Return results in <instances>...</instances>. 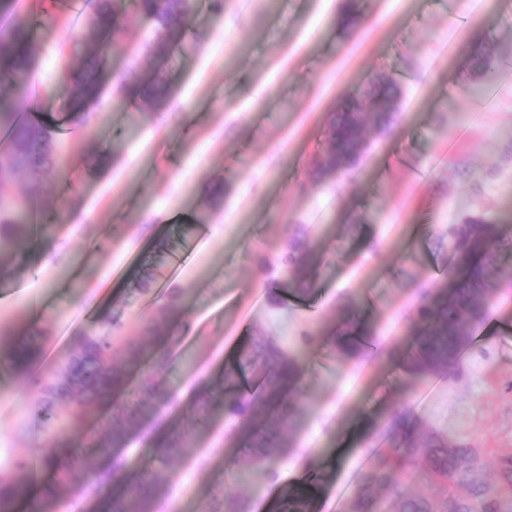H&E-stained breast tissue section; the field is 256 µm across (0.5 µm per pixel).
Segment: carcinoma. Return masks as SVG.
I'll return each instance as SVG.
<instances>
[{"mask_svg":"<svg viewBox=\"0 0 512 512\" xmlns=\"http://www.w3.org/2000/svg\"><path fill=\"white\" fill-rule=\"evenodd\" d=\"M77 9L83 14L80 30L60 47L80 58L78 65L69 63L62 69L58 81L57 89L67 101L62 123L21 121L18 113L28 96V77L38 58L33 32L40 17L32 11L16 10L14 0H0V12L10 16L7 24L0 25V130L9 133V141L0 148V248L19 247L29 235L26 217L33 203L30 196L16 189V181L25 176H52L59 171L63 162L58 138L61 124L73 130L85 126L86 115L106 106L105 95L112 87L123 99L148 107L164 109L168 104L162 79L146 84L134 65L113 75L112 51L123 39L127 19L132 15L148 25L153 53L168 55L183 36L190 0H82ZM510 61L512 55L503 52L496 42L475 43L468 56L471 80L461 85V93L467 98L479 96L500 67ZM369 97L367 108L359 98L351 97L333 114L325 147L310 159L318 175L337 179L347 174L367 150L368 128L384 129L396 115L399 87L393 78L378 77ZM498 235L497 225L481 216L448 225L449 268L459 274L448 277L447 285L424 297L417 306L416 340L401 361L408 387L451 372L474 327L485 319L492 291L489 262ZM280 265L289 271L294 296L306 297L314 282L301 245L291 243ZM177 311L173 295L160 318L148 328V335L167 334L165 317ZM341 317L355 327L360 339H337V353L345 357L367 354L364 343L370 331L360 319L358 305L346 303ZM126 330L127 322L121 314L108 313L99 329L82 334L78 351L62 363L57 374L39 383L36 416L44 427L42 464L53 470V482L41 497L39 512H63L64 491L78 483L92 478L100 484L110 481L113 475L103 472L100 459L125 447L139 424V412L171 397L166 382L171 356L159 351L138 387V407L132 408L117 398L125 391L126 367L137 363L143 353V344L129 338L123 346L126 366L110 363L115 343ZM33 353L30 346L13 348L11 357L17 370H29ZM300 381L297 357L278 338L255 340L240 353L237 366L224 372L217 393H233L224 399V410L235 419L237 434L244 439V471L266 469L290 452L287 432L299 426L304 413ZM111 393L116 395L112 421L95 440V452L77 453L66 465H56L60 448L66 446L68 430L85 419L92 404ZM410 397L409 393L403 394L399 404L388 412L385 428L392 437L387 447L372 450L345 512H380L381 492L386 490L396 493L395 512H512V455L505 459L499 481H492L479 450L423 426L410 405ZM191 442L189 432L177 429L160 437L157 444L171 458ZM409 476L438 489L440 494L429 497L403 492L401 482ZM30 478L24 460L16 464L11 475L0 477V512H12ZM169 483L164 469L130 481L120 498L113 501V512H154ZM309 504L310 492L293 491L282 499L280 510L308 512Z\"/></svg>","mask_w":512,"mask_h":512,"instance_id":"carcinoma-1","label":"carcinoma"}]
</instances>
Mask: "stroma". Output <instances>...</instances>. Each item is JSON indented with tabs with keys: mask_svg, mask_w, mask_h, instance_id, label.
Masks as SVG:
<instances>
[{
	"mask_svg": "<svg viewBox=\"0 0 512 512\" xmlns=\"http://www.w3.org/2000/svg\"><path fill=\"white\" fill-rule=\"evenodd\" d=\"M357 3L363 22L345 30V0H224L218 14L194 0L183 41L162 59L145 26L130 22L112 68L134 57L143 78L165 73L168 107L108 98L83 133L62 138L70 166L20 184L43 213L48 250L38 264L21 250L0 255V474L39 459L38 381L81 333L113 310L130 328L146 325L176 288L180 327L166 340L173 396L142 416L117 455L122 473L166 467L172 480L156 512H214L225 493L248 512H275L291 489L311 491L312 512H336L337 488L355 489L402 394L396 355L414 339L419 293L448 280L446 228L475 215L501 230L490 311L457 369L413 387V408L426 426L479 448L498 477L512 453V64L498 71L487 110L460 87L471 42L512 50V0ZM67 35L48 20L34 31L39 57L23 109L37 118L66 109L55 85ZM382 74L402 88L397 123L369 131L348 178L314 179L308 162L332 112ZM298 232L317 263L315 288L277 310L257 259L275 260ZM350 299L373 344L359 359L335 349ZM33 332L40 353L22 375L3 351ZM256 332L285 337L300 362L306 410L291 453L242 481L243 444L216 400L207 429L163 461L158 435L195 414L199 394Z\"/></svg>",
	"mask_w": 512,
	"mask_h": 512,
	"instance_id": "1",
	"label": "stroma"
}]
</instances>
